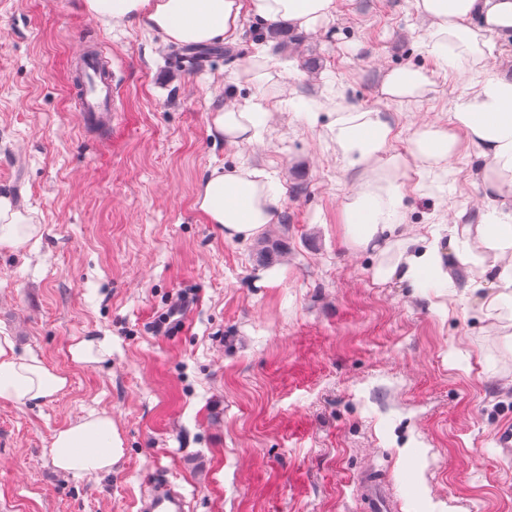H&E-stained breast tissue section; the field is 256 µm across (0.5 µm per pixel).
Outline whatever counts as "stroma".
Listing matches in <instances>:
<instances>
[{
	"mask_svg": "<svg viewBox=\"0 0 512 512\" xmlns=\"http://www.w3.org/2000/svg\"><path fill=\"white\" fill-rule=\"evenodd\" d=\"M262 30L245 19L237 44L176 72L177 46L82 0H0V196L43 227L33 249L0 250V330L70 375L42 406L0 404L7 512H136L161 477L187 512H357L354 478L371 466L401 512H512V462L492 439L512 421V310L482 307L476 289L490 254L473 155L398 175L408 235L436 242L449 269L473 259L464 285L414 288L375 282L392 254L351 241L344 203L360 174L328 136L342 89L384 112L389 153H408L415 130L447 126L468 75L421 48L415 0H336L289 49L258 44ZM93 41L119 79L103 136L83 133L73 95ZM264 47L287 72L257 84L245 70ZM407 64L432 72L433 91L384 99V73ZM298 101L320 104L317 125ZM228 102L272 106L253 143L210 134ZM242 168L265 171L281 206L263 236L228 241L196 199L213 170ZM76 336L110 337L111 358L73 365ZM91 410L119 428L122 459L96 477L58 473L53 434Z\"/></svg>",
	"mask_w": 512,
	"mask_h": 512,
	"instance_id": "1",
	"label": "stroma"
}]
</instances>
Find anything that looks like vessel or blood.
Segmentation results:
<instances>
[{
  "label": "vessel or blood",
  "instance_id": "b4317fda",
  "mask_svg": "<svg viewBox=\"0 0 512 512\" xmlns=\"http://www.w3.org/2000/svg\"><path fill=\"white\" fill-rule=\"evenodd\" d=\"M81 77L76 90L84 129L105 134L112 125L115 92L112 62L101 49L85 50L78 58ZM361 512H399L400 503L380 470L368 468L355 480ZM137 512H183L184 497L170 483L154 484L137 502Z\"/></svg>",
  "mask_w": 512,
  "mask_h": 512
}]
</instances>
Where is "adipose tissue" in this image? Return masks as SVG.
Wrapping results in <instances>:
<instances>
[{
  "instance_id": "1",
  "label": "adipose tissue",
  "mask_w": 512,
  "mask_h": 512,
  "mask_svg": "<svg viewBox=\"0 0 512 512\" xmlns=\"http://www.w3.org/2000/svg\"><path fill=\"white\" fill-rule=\"evenodd\" d=\"M83 6L116 23L137 22L177 45L236 44L247 17L267 24L285 20L307 32L336 11L335 0H83ZM415 7L425 24L421 45L439 69L472 77L467 91L452 102L448 126L421 129L409 157H390L386 150L393 129L381 111L344 101L336 105L331 138L348 170L383 157L396 171L411 159L432 167L456 153L460 144L475 148L481 160L478 183L493 204L485 223L477 227L495 256L479 273L488 287L482 305L493 309L512 301V76L489 67L487 59L496 38L512 37V0H415ZM433 84L432 73L404 66L385 73L381 91L386 99L407 102L431 92ZM263 115V109L230 103L212 113L209 131L230 145L249 143ZM402 200L401 186L392 182L381 187L368 181L354 189L345 205L353 243L367 248L385 241L404 222ZM197 204L209 223L222 226L225 239L246 241L273 222L281 197L267 188L258 170L215 171L202 182ZM42 231V225L27 223L0 197V248L25 250L40 241ZM375 276L418 287L427 279L447 280L448 270L429 243L378 267ZM68 385L66 373L0 335V403L41 405ZM48 455L59 471L75 478L108 473L124 455L123 439L109 415L91 412L56 431Z\"/></svg>"
}]
</instances>
